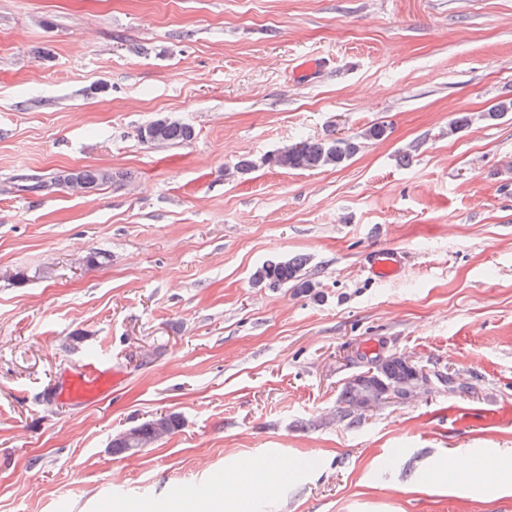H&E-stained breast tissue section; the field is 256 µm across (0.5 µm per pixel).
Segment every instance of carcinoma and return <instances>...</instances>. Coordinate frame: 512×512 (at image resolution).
<instances>
[{
  "instance_id": "1",
  "label": "carcinoma",
  "mask_w": 512,
  "mask_h": 512,
  "mask_svg": "<svg viewBox=\"0 0 512 512\" xmlns=\"http://www.w3.org/2000/svg\"><path fill=\"white\" fill-rule=\"evenodd\" d=\"M512 112V100L499 101L483 113V118L495 122L507 113ZM158 127V135L165 144L187 143L194 137L193 129L184 123L169 120L152 121L145 128ZM389 127L383 123H374L358 135L349 138L332 137L327 139L306 138L299 141L302 149L294 152L283 148L267 155L263 164L269 167L292 170H319L328 167H339L356 155L364 144L382 140L387 137ZM79 181L92 190L113 180V173L92 167L60 174L55 178H28L27 190L34 194H42L52 188L68 185ZM307 263L303 256H292L287 259L268 261L258 267L253 275L256 282L272 287L289 285L301 293L312 291V283L303 277L302 271ZM365 360V370L351 376L343 384L340 395V414L350 416L360 413L361 407L369 402L381 399L386 401L402 399L419 381L422 367L410 363L396 353L372 356L361 355ZM182 426L181 419L174 413L166 416L163 427H158L151 418L134 427L135 438L127 441L120 437L112 440V450L118 454H133L175 433Z\"/></svg>"
}]
</instances>
